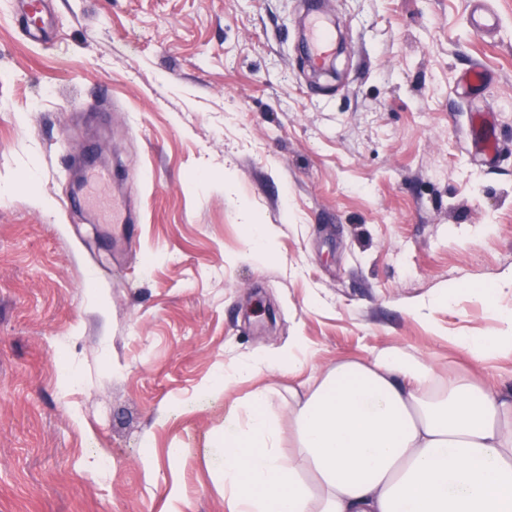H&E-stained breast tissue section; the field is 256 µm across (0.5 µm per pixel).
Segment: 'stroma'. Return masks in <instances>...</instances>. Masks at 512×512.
Masks as SVG:
<instances>
[{"instance_id":"stroma-1","label":"stroma","mask_w":512,"mask_h":512,"mask_svg":"<svg viewBox=\"0 0 512 512\" xmlns=\"http://www.w3.org/2000/svg\"><path fill=\"white\" fill-rule=\"evenodd\" d=\"M309 8L51 0L37 44L0 0V512H228L225 418L264 394L291 454L289 390L390 347L512 389V354L455 342L512 316V0H325L335 78L305 61ZM475 107L496 162L464 147ZM90 157L118 174L90 195L140 223L70 207ZM288 345L301 371L263 366Z\"/></svg>"}]
</instances>
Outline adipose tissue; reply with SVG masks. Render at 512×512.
I'll use <instances>...</instances> for the list:
<instances>
[{"label": "adipose tissue", "mask_w": 512, "mask_h": 512, "mask_svg": "<svg viewBox=\"0 0 512 512\" xmlns=\"http://www.w3.org/2000/svg\"><path fill=\"white\" fill-rule=\"evenodd\" d=\"M288 407L287 459L265 397L225 424L230 512H512V393L495 385L439 380L390 348L337 363Z\"/></svg>", "instance_id": "adipose-tissue-1"}]
</instances>
